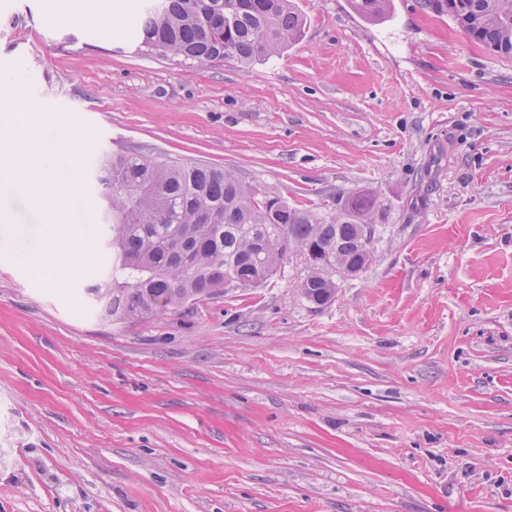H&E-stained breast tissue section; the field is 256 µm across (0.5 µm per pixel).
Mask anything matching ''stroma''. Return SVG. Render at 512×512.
Returning <instances> with one entry per match:
<instances>
[{
	"label": "stroma",
	"mask_w": 512,
	"mask_h": 512,
	"mask_svg": "<svg viewBox=\"0 0 512 512\" xmlns=\"http://www.w3.org/2000/svg\"><path fill=\"white\" fill-rule=\"evenodd\" d=\"M142 0H0V123L55 120L93 258L62 287L0 194V512H512V57L393 0H295L302 37L242 67L140 51ZM138 146L320 214L377 200L373 259L315 306L290 254L259 288L101 320L93 167ZM351 9L360 17L377 21L383 19L391 10V0H350Z\"/></svg>",
	"instance_id": "obj_1"
}]
</instances>
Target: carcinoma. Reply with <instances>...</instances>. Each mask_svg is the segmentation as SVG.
<instances>
[{
  "instance_id": "cac0c4a2",
  "label": "carcinoma",
  "mask_w": 512,
  "mask_h": 512,
  "mask_svg": "<svg viewBox=\"0 0 512 512\" xmlns=\"http://www.w3.org/2000/svg\"><path fill=\"white\" fill-rule=\"evenodd\" d=\"M482 22L469 38L512 56V0H466ZM456 0H420L437 16H454ZM360 17L377 21L391 0H349ZM139 44L150 52L244 67L268 59L298 40L304 15L294 0H156L143 8ZM97 182L106 203L109 274L87 289L99 315L111 321L144 318L224 292L232 275L270 278L282 262L273 245L282 236L366 265L363 224L376 223V199L352 194L348 204L323 216L259 196L230 169L122 151L102 158ZM336 282L310 272L303 296L324 305Z\"/></svg>"
}]
</instances>
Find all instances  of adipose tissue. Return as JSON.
<instances>
[{"mask_svg": "<svg viewBox=\"0 0 512 512\" xmlns=\"http://www.w3.org/2000/svg\"><path fill=\"white\" fill-rule=\"evenodd\" d=\"M24 147L0 134V192L28 189L33 205L54 228L39 253H21L33 274L53 285H65L78 265L90 258L93 227L78 223L80 193L73 173L85 148L74 129L57 123H29Z\"/></svg>", "mask_w": 512, "mask_h": 512, "instance_id": "ef3b65f1", "label": "adipose tissue"}]
</instances>
